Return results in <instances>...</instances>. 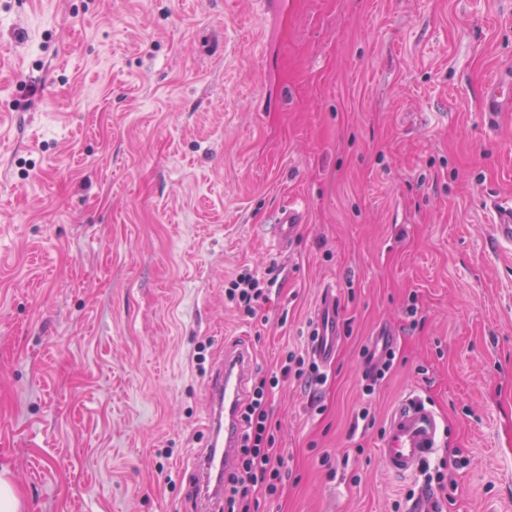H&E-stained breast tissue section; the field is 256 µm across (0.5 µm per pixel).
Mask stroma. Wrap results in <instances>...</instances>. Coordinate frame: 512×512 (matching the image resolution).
I'll return each instance as SVG.
<instances>
[{"label": "stroma", "instance_id": "1", "mask_svg": "<svg viewBox=\"0 0 512 512\" xmlns=\"http://www.w3.org/2000/svg\"><path fill=\"white\" fill-rule=\"evenodd\" d=\"M512 0H0V471L20 512H198L207 379L271 390L289 477L259 512H394L422 474L389 418L437 415L438 512H512ZM306 215L278 248V210ZM276 280L247 315L241 269ZM395 358L365 391L362 348ZM369 417L358 421L361 409ZM497 224H494V234L498 241L512 244V200L497 199L493 202ZM344 330L343 318L335 296L328 290L311 324V353L322 365H328L336 355L337 345ZM287 364L281 367V377L287 378L292 373L296 378L307 376L308 379H313L317 372V367L313 363L306 365L305 358L303 356H297L295 354H288ZM439 436L435 413L417 400L408 401L391 415L379 457L388 473L409 475L438 447Z\"/></svg>", "mask_w": 512, "mask_h": 512}]
</instances>
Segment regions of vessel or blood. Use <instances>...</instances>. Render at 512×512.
<instances>
[{
	"label": "vessel or blood",
	"mask_w": 512,
	"mask_h": 512,
	"mask_svg": "<svg viewBox=\"0 0 512 512\" xmlns=\"http://www.w3.org/2000/svg\"><path fill=\"white\" fill-rule=\"evenodd\" d=\"M493 207L496 239L512 244V200H495ZM300 220L299 211L292 207L279 211L274 232L279 246H287ZM343 330V318L336 299L333 293H326L310 330L311 353L318 363H331ZM249 368L248 355L228 356L208 380L209 412L205 425L208 447L195 458L193 466L197 484L213 483L218 494L224 491V473L230 469L240 444L239 407L246 395ZM439 436L440 426L435 413L419 401H409L391 415L380 443L379 457L388 473L397 477L409 475L417 471L421 462L437 448Z\"/></svg>",
	"instance_id": "b4317fda"
}]
</instances>
